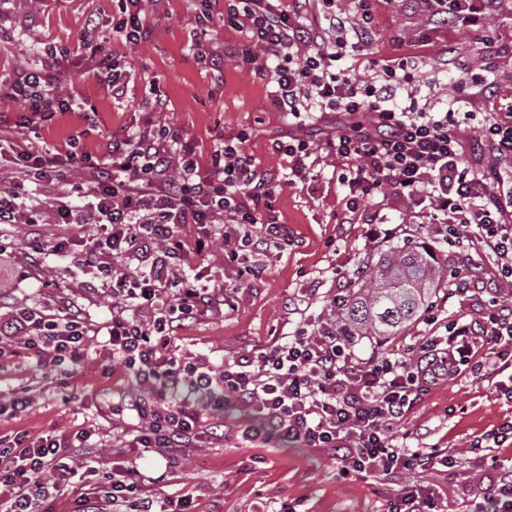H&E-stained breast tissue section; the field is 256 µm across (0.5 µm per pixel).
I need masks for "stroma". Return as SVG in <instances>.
I'll return each instance as SVG.
<instances>
[{
    "label": "stroma",
    "instance_id": "obj_1",
    "mask_svg": "<svg viewBox=\"0 0 512 512\" xmlns=\"http://www.w3.org/2000/svg\"><path fill=\"white\" fill-rule=\"evenodd\" d=\"M143 10L151 36L130 45L112 35V0H7L0 6V76L36 64L39 43L78 47L91 19L113 54L126 63L127 93L116 98L99 84L89 58L78 56L79 75L61 91L72 95L80 108L55 117L41 129V137L61 154L75 146L100 152L109 139L126 131L165 125L181 133L183 143L205 166L220 140L241 136L245 153L265 169L282 172L285 162L275 145L296 129L274 109L267 80L238 63L243 33L217 20L202 26L200 0H145ZM423 28L420 15L398 10L391 0H374L370 49L379 59L404 54ZM449 50L460 66L481 73L484 52L478 32H432L428 44L417 51L419 75L412 95L418 101L445 95L449 85L439 61ZM154 88L168 99L165 111H156L151 103ZM87 108L97 113L91 131L84 121ZM317 156L305 181L283 187L276 196L278 221L298 244L282 253L268 252V269L261 279L242 284L240 262L227 259L219 241L205 256L193 258V266L203 269L230 303L189 322L173 343L177 354H202L218 363L288 334L300 320L326 323L333 298L353 286L337 276V268H354L385 250V243L372 236L373 225L350 220L348 188L337 181L326 152ZM0 237L15 244L12 252L0 256V313L62 299L81 312L90 330L84 360L67 383L43 377L31 359L0 362V398L23 386L33 397L22 414L0 416V432L19 430L36 438L95 428L99 467L110 470L114 460L128 455L116 440L125 423L112 409L138 391L132 375L113 369L100 334L111 318L112 300L103 291L87 293L83 283L88 273L69 275L60 261L34 260L27 247V225L0 227ZM431 310L434 323L418 320L397 339L353 342L356 356L377 357L399 344H419L452 322L477 325L488 311V295L479 286L458 292L447 279ZM508 418L512 401L469 373L432 388L407 415L403 430L409 446L435 445L458 459L455 468L439 466L419 476L420 482L436 488L443 512L464 507L485 512L479 489L491 473L492 459L512 458V444L490 449L483 458L469 453L467 445ZM223 422V440L187 449L173 461L158 455L141 459L139 469L150 493L192 497L194 512H279L285 503L296 512H388L393 481L341 476L326 450L296 441L244 439L247 416L241 410H226Z\"/></svg>",
    "mask_w": 512,
    "mask_h": 512
}]
</instances>
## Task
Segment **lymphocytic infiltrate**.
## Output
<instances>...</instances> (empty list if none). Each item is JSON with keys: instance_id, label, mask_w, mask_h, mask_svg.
Segmentation results:
<instances>
[{"instance_id": "obj_1", "label": "lymphocytic infiltrate", "mask_w": 512, "mask_h": 512, "mask_svg": "<svg viewBox=\"0 0 512 512\" xmlns=\"http://www.w3.org/2000/svg\"><path fill=\"white\" fill-rule=\"evenodd\" d=\"M344 2L321 0V14L306 24L298 7L283 10L270 0H230L221 17H201L205 24L218 19L244 26L242 58L256 73L272 76L271 102L297 128L276 145L286 160L278 175L230 141L214 147L208 168H201L194 152L181 148L178 135L163 126L110 139L99 155H61L35 143L32 132L72 108L60 92L74 76L66 48L44 45L40 66L0 80V97L18 103L14 124L25 131L8 141L16 177L0 188V224L38 227L43 212L29 197V182L50 183L64 170L77 172L52 209L57 223L89 220L98 235L77 254L63 237L46 245L32 240L31 248L95 271L88 291L111 288L106 344L113 363L132 374L142 392L131 403L138 422L128 445L136 460L113 462L100 473V481L77 496L75 512H186L189 497L162 501L142 492L136 461L149 454L171 458L218 440L219 425L209 412L227 405L256 412L269 432L333 450L343 474L380 478L456 467L454 455L413 449L397 436L408 412L440 381L468 371L512 398V293L494 288L479 328L456 325L447 335L367 361L356 360L335 326L316 329L307 322L218 364L172 348L186 322L225 302L202 276L179 272L187 256L208 249L217 233L229 257L293 245L274 203L278 189L308 169L317 138L313 100L338 117L325 145L339 182L350 190L351 213L376 224L375 196L408 201L418 223L431 225L443 242L468 229L477 254L493 258L501 282L512 283V174L502 168L503 160L512 161V87L478 83L449 56L442 68L452 95L422 104L405 99L402 92L415 79L414 56L371 58L368 77L343 65L348 45L364 55L370 47L365 31L348 33ZM502 2L401 0L433 26L483 31L488 53L498 37L486 22ZM117 8L113 32L133 45L147 40L142 0H117ZM325 26L336 31L334 43H324ZM83 42L99 82L113 97H123L127 74L95 24H87ZM488 100L504 103V110L476 117L475 106ZM473 120L478 134L471 145L460 128ZM85 194L93 198L87 216L73 203ZM188 224L207 225L208 231L184 239ZM229 224L237 232L226 233ZM87 334L70 306L18 308L0 318V358L23 355L45 374L69 376L83 358ZM92 436L89 428L34 440L24 432L0 433V512H51L79 471H97Z\"/></svg>"}]
</instances>
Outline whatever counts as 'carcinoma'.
I'll return each instance as SVG.
<instances>
[{"label": "carcinoma", "instance_id": "carcinoma-1", "mask_svg": "<svg viewBox=\"0 0 512 512\" xmlns=\"http://www.w3.org/2000/svg\"><path fill=\"white\" fill-rule=\"evenodd\" d=\"M444 262L426 238L390 245L363 266L355 287L336 296V333L390 339L413 326L430 306Z\"/></svg>", "mask_w": 512, "mask_h": 512}]
</instances>
